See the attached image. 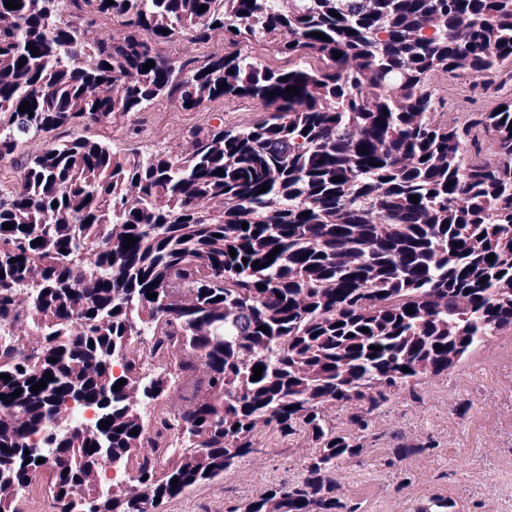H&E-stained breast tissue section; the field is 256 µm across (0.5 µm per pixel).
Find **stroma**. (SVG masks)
<instances>
[{
	"label": "stroma",
	"instance_id": "obj_1",
	"mask_svg": "<svg viewBox=\"0 0 512 512\" xmlns=\"http://www.w3.org/2000/svg\"><path fill=\"white\" fill-rule=\"evenodd\" d=\"M476 81L468 73L431 78L436 123L462 121L465 113L490 109L512 97V83L484 94ZM265 116L264 105L256 99L225 101L220 112L204 106L186 110L160 99L149 111L109 126H89L84 135L105 141L121 155L166 149L180 156L191 131L218 124L247 127ZM181 357L176 351L145 359L142 373L163 377L167 387L157 401L136 395L144 415L160 409L174 415L186 408L195 379L177 370ZM257 438L260 453L187 488L163 512H224L230 503L258 497L270 485L302 480L316 452L308 435L283 440L263 428ZM403 441L419 450L399 461L393 450ZM366 444L361 457L339 463L334 474L337 497L356 503L358 512H415L437 497L455 502L456 512H512V329L493 333L447 372L424 375L411 389H395L375 412Z\"/></svg>",
	"mask_w": 512,
	"mask_h": 512
}]
</instances>
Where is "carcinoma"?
I'll return each instance as SVG.
<instances>
[{"mask_svg":"<svg viewBox=\"0 0 512 512\" xmlns=\"http://www.w3.org/2000/svg\"><path fill=\"white\" fill-rule=\"evenodd\" d=\"M4 2L0 161H20L23 180L0 191V324L29 322L42 342L0 348V492L14 498L36 470L63 512H142L144 500L161 512L258 453L266 426L307 434L317 453L301 481L231 512H356L333 474L362 455L370 415L512 328V98L448 126L428 88L461 68L485 91L512 80V0ZM99 22L123 34L89 39ZM218 29L222 53L159 49ZM263 40L286 66L242 50ZM158 98L258 99L268 116L195 132L180 157L120 156L74 133ZM58 129L66 139L21 153ZM175 348L189 352L185 373L204 360L193 401L146 420L130 386L146 356ZM329 402L351 405L349 429L325 418ZM75 406L96 411L89 428L50 426ZM173 435L186 450L160 470ZM144 441L156 457L132 453ZM104 458L130 486L95 494ZM454 508L437 497L417 512Z\"/></svg>","mask_w":512,"mask_h":512,"instance_id":"1","label":"carcinoma"}]
</instances>
